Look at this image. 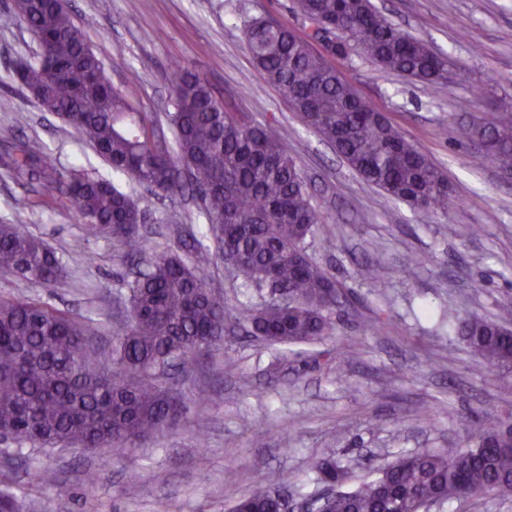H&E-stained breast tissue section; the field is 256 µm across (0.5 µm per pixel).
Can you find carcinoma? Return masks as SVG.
<instances>
[{"instance_id":"cac0c4a2","label":"carcinoma","mask_w":512,"mask_h":512,"mask_svg":"<svg viewBox=\"0 0 512 512\" xmlns=\"http://www.w3.org/2000/svg\"><path fill=\"white\" fill-rule=\"evenodd\" d=\"M316 31L334 32L336 56L362 52L378 67L422 83L462 76L448 58L401 33L372 0H298ZM13 12L38 40L40 61H22L9 74L44 112L71 127L118 174L169 196L198 191L203 215L220 251L237 257L235 276L279 298L248 310L251 333L269 344H303L333 334L331 315L345 306L336 280L306 250L320 223L307 183L282 138L244 115L226 111L198 76L176 70L174 143L160 149L156 126L133 96L112 85L65 0H12ZM245 38L252 60L307 126L331 144L363 180L388 200L421 211L448 209V181L436 163L300 37L269 18L254 19ZM483 154L512 171V121L483 123ZM19 178L56 184L75 205L82 234L65 254L21 224L0 223V270L44 286L64 282L69 265L106 235L129 257L143 250L140 199L103 178L64 175L36 140H22L0 156ZM130 322L106 346L94 339L102 321L77 318L29 297L0 295V436L17 450L104 447L128 451L172 424L181 406L163 377L177 361L224 339V295L209 287L203 269L166 253L125 282ZM499 320L448 313L481 364L512 367V301ZM468 448L400 452L376 476L346 489L347 473L329 454L316 463L320 481L336 488L326 512H419L489 488L512 492V433L464 423ZM288 476L271 472L252 485L232 512H281L273 488Z\"/></svg>"}]
</instances>
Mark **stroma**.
<instances>
[{
	"label": "stroma",
	"instance_id": "stroma-1",
	"mask_svg": "<svg viewBox=\"0 0 512 512\" xmlns=\"http://www.w3.org/2000/svg\"><path fill=\"white\" fill-rule=\"evenodd\" d=\"M372 2L401 32L463 72L454 82L428 85L354 52L332 60L446 174L447 212L426 214L386 201L255 67L247 25L271 17L307 33L310 23L297 0H68L113 84L131 87L158 127L169 126V77L179 66L209 83L216 97L239 90L230 111L280 133L322 217L307 250L349 290L353 304L336 318L334 335L315 344L270 345L227 332L212 356L187 363L169 380L188 403L179 424L123 456L22 449L13 465L0 464V489L17 496L21 512H229L272 470L292 478L284 490L291 512H306L307 500L326 490L314 471L326 454L337 453L353 487L396 453L467 448L465 417L487 427L512 424V369L478 363L442 321L451 308L462 317L493 320L499 303L512 300V175L497 169L473 137L480 118H512V0ZM37 50L10 0H0V78ZM462 98L470 99L469 111H457ZM25 139L45 146L61 171L110 177L120 189L146 196L132 179L113 176L60 118L14 87L0 86V142ZM201 206L196 196L151 199L140 227L142 260L164 250L183 254L204 230ZM15 219L60 253L80 233L67 195L0 173V220ZM88 251L90 261L75 264L62 287L0 273V294L36 297L102 319L106 330L97 342L107 345L129 322L124 298L132 264L109 238L91 242ZM417 254L431 256V263L410 265ZM206 263L232 317H243L251 298L217 247H210ZM374 264L387 271L378 284L365 275ZM474 278L484 280L481 291L470 288ZM243 376L251 390L240 387ZM202 388L209 404L200 415L190 402ZM44 468L55 471L56 485L34 480ZM88 468L98 476L90 490L83 483Z\"/></svg>",
	"mask_w": 512,
	"mask_h": 512
}]
</instances>
